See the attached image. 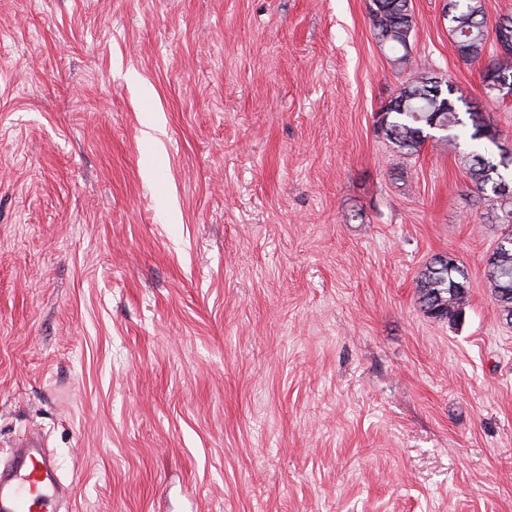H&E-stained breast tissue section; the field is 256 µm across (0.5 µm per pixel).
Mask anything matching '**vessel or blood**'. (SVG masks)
<instances>
[{"label":"vessel or blood","mask_w":512,"mask_h":512,"mask_svg":"<svg viewBox=\"0 0 512 512\" xmlns=\"http://www.w3.org/2000/svg\"><path fill=\"white\" fill-rule=\"evenodd\" d=\"M54 469L51 456L27 447L17 449L12 473L0 480V512H55L47 483Z\"/></svg>","instance_id":"obj_1"}]
</instances>
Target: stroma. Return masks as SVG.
I'll list each match as a JSON object with an SVG mask.
<instances>
[{"label": "stroma", "mask_w": 512, "mask_h": 512, "mask_svg": "<svg viewBox=\"0 0 512 512\" xmlns=\"http://www.w3.org/2000/svg\"><path fill=\"white\" fill-rule=\"evenodd\" d=\"M410 6L512 151L448 0ZM393 57L367 0H0V460L40 432L62 512H512L496 211L466 145L377 129ZM454 258L439 256L426 267L418 285V300L432 317L456 323L468 300L467 277Z\"/></svg>", "instance_id": "35a3bbf8"}]
</instances>
